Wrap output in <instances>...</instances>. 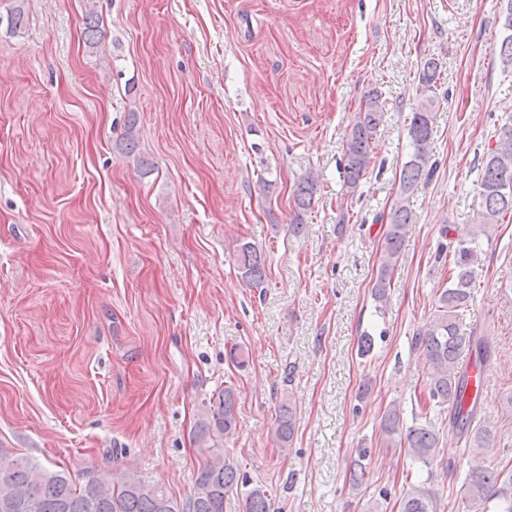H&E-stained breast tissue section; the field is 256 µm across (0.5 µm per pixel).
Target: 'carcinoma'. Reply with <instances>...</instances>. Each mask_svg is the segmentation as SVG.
Instances as JSON below:
<instances>
[{"instance_id":"carcinoma-1","label":"carcinoma","mask_w":512,"mask_h":512,"mask_svg":"<svg viewBox=\"0 0 512 512\" xmlns=\"http://www.w3.org/2000/svg\"><path fill=\"white\" fill-rule=\"evenodd\" d=\"M100 19L93 9L85 16L86 45L98 46ZM503 67L512 68V24L499 46ZM438 64L427 60L419 81L423 91L435 87ZM381 94L375 89L364 96L354 115L351 131L343 144L344 183L355 191L367 173L373 140L382 111ZM432 98H426L412 113L407 131L411 152L400 172L398 199L388 214V227L382 243L381 263L372 285L373 300L383 304L394 270L402 254L407 226L414 223L410 195L419 182L430 176V144L433 134ZM318 192L317 181L307 177L294 190V217L291 231H304L303 213L311 209ZM479 206L483 224L465 236L455 238L454 267L448 287L437 295L432 318L415 336V345L429 363L428 402L448 407L449 424L463 439L465 449L473 454V463L465 477L463 490L470 512H512V467L491 465L481 460L492 440V431L481 417V402L464 401L469 384L468 362L482 364L488 350L481 338L464 335L459 326L460 310L467 307L475 286L474 266L478 263L477 240L489 235L497 224L512 217V122L498 130L497 146L483 166L479 184ZM237 271L245 282L260 288L266 278V256L251 242L235 248ZM237 393L228 385L222 389L200 423L196 443L204 461L197 470L192 491L185 502L174 499L163 487L144 485L130 470L116 471L108 479L92 478L83 484L72 480L63 469L43 466L27 457L10 460L0 453V512H224L228 495L244 491V512H271L272 495L261 487H249L246 475L237 463L224 457L211 444L212 436H228L236 429ZM274 437L285 449L294 436L291 406L279 407L274 421ZM380 435L386 446L405 448L411 459L428 464L439 447L438 434L426 424L406 426L400 409L386 411ZM436 494L421 486L412 488L401 504L400 512H437Z\"/></svg>"}]
</instances>
